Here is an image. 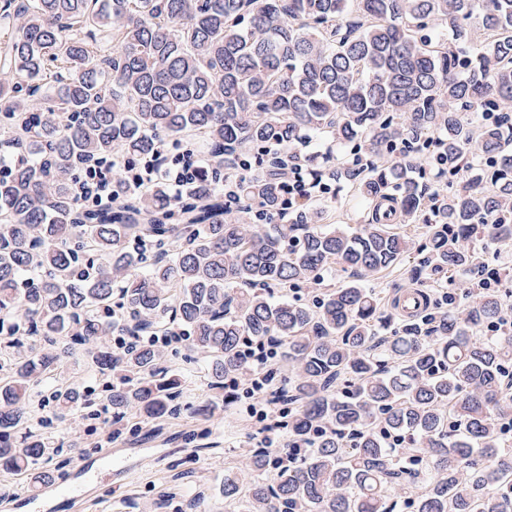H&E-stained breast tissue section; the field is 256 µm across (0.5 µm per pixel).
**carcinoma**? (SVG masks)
Here are the masks:
<instances>
[{"label":"carcinoma","mask_w":512,"mask_h":512,"mask_svg":"<svg viewBox=\"0 0 512 512\" xmlns=\"http://www.w3.org/2000/svg\"><path fill=\"white\" fill-rule=\"evenodd\" d=\"M512 0H20L0 13V468L33 476L60 447L27 406L58 378L55 417L96 404L152 421L174 414L165 336L218 387L246 372L248 340L292 376L291 465L261 448L234 512H512V276L427 317L381 320L367 286L411 247L395 224L434 225L423 271L488 273L512 240ZM69 114L67 123L58 113ZM198 139L208 160L176 202L153 185L120 203L71 183L162 139ZM336 145L334 183L371 217L345 231L319 201L273 220L279 161ZM432 155L434 190L417 154ZM245 159L232 214L216 175ZM341 288L313 304L274 288ZM92 347L113 375L95 402L64 379L63 353Z\"/></svg>","instance_id":"1"}]
</instances>
